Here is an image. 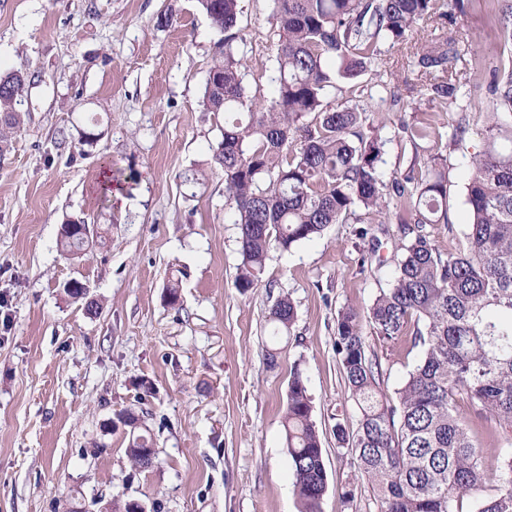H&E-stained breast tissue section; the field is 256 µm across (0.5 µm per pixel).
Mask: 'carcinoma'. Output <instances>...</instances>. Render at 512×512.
Listing matches in <instances>:
<instances>
[{"instance_id": "carcinoma-1", "label": "carcinoma", "mask_w": 512, "mask_h": 512, "mask_svg": "<svg viewBox=\"0 0 512 512\" xmlns=\"http://www.w3.org/2000/svg\"><path fill=\"white\" fill-rule=\"evenodd\" d=\"M220 34L201 100L224 113L213 154L224 173L225 203L235 214L242 256L234 286H261L274 250L320 236L331 224L379 217L358 231L370 248L360 268L377 256L381 237L398 224L389 288L363 312L336 315L334 347L350 399L360 418L349 429L336 414V441L351 453L371 487L379 512H512V437L488 450L475 440L469 404L478 419L512 431V0H457L462 14L484 4L506 57L492 69L472 59L474 87H486L496 112L481 149L471 157L466 186L469 224L465 246L442 252L427 226L448 223V164L434 152L442 139L437 112L448 111L458 87L449 73L460 58L454 26L440 0H272L276 36L274 94L249 96L244 78L246 39L237 27L240 0H198ZM438 17L444 32L414 52L417 76L428 92L427 117L401 121L402 141L413 156L408 168L383 179L384 125L367 122L360 105L372 89L359 78L383 54L401 45L421 22ZM26 89L20 71L0 73V155L21 118ZM90 245L59 237L67 257ZM296 320L291 296L279 294L268 311L273 336ZM396 343L410 336L421 346L419 363L395 396L382 391L378 363L365 329ZM303 372L288 385L283 429L300 512H320L328 488L322 442L312 417ZM136 465L152 447L138 418L119 415ZM496 467L485 466V454Z\"/></svg>"}]
</instances>
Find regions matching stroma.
I'll return each instance as SVG.
<instances>
[{
  "mask_svg": "<svg viewBox=\"0 0 512 512\" xmlns=\"http://www.w3.org/2000/svg\"><path fill=\"white\" fill-rule=\"evenodd\" d=\"M241 7L245 84L267 95L276 65L271 2ZM457 26L460 93L438 115L448 221L429 227L445 252L464 239L470 160L490 123L464 63L476 53L487 66L497 62L478 10L458 16ZM437 27L420 23L410 43L386 48L390 66L361 77L391 90L364 102L368 120L385 124V174L410 163L395 119L426 105L404 80L412 44ZM217 39L197 0H0V72L29 80L24 121L0 156V512H124L131 501L146 512H299L282 426L297 365L329 480L321 512H378L332 431L337 409L347 426L359 418L333 342L338 310L369 305L393 267L360 268L355 223L333 224L274 253L264 287L235 288L238 229L213 160L224 116L201 106ZM462 116L468 131L455 144L452 126ZM89 131L94 140L81 142ZM112 166L135 180L123 204L105 207L96 185ZM193 170L200 182L191 187L183 176ZM74 218L108 235L73 259L58 239ZM74 279L88 285L96 315L65 294ZM173 280L174 304L166 293ZM282 291L296 321L274 338L266 316ZM366 342L394 393L420 348L407 336L393 345L370 334ZM269 347L280 351L273 368ZM126 411L153 440L152 468L134 464L126 430L112 425ZM349 482L356 492L347 503L341 489Z\"/></svg>",
  "mask_w": 512,
  "mask_h": 512,
  "instance_id": "obj_1",
  "label": "stroma"
}]
</instances>
